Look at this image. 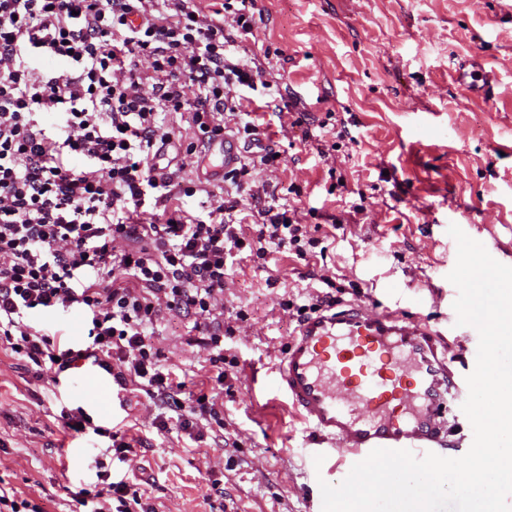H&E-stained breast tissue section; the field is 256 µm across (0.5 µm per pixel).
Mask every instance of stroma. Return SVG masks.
I'll list each match as a JSON object with an SVG mask.
<instances>
[{
	"label": "stroma",
	"instance_id": "1",
	"mask_svg": "<svg viewBox=\"0 0 512 512\" xmlns=\"http://www.w3.org/2000/svg\"><path fill=\"white\" fill-rule=\"evenodd\" d=\"M241 44L264 72L247 92L226 87L236 112L258 116L246 153L275 151L252 171L253 192L271 191L297 208L314 241L306 257L285 250L229 258L218 304L224 368L209 361L194 316L162 310L152 342L187 391L215 399L217 419L192 432L161 431L166 410L128 385L106 410L111 387L79 362L46 387L27 358L0 348V487L44 512H95L92 458L108 438L67 429L61 411L94 424L123 425L137 454L113 461L114 479L138 489L129 512H316L320 490L307 451L313 439L283 394L272 389L300 319L296 308L332 297L391 310L445 333L451 367L471 372L467 337L448 335L458 295L448 274L457 224L498 262L512 266V0H257ZM472 63L494 73L491 95L459 82ZM309 113L298 126V113ZM174 145L158 160L182 164L193 196L177 204L199 215L208 195L234 201L231 219L255 237V202L213 181L197 155L177 150L195 130L167 116ZM324 139L325 156L311 137Z\"/></svg>",
	"mask_w": 512,
	"mask_h": 512
}]
</instances>
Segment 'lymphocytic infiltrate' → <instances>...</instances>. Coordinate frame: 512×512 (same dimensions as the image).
Here are the masks:
<instances>
[{"label":"lymphocytic infiltrate","instance_id":"obj_1","mask_svg":"<svg viewBox=\"0 0 512 512\" xmlns=\"http://www.w3.org/2000/svg\"><path fill=\"white\" fill-rule=\"evenodd\" d=\"M256 6L239 0L231 35L193 0H0V345L46 384L90 359L119 388L135 382L168 403L186 384L165 372L147 332L161 310L211 315L226 261L244 248L260 259L288 246L303 255L304 226L287 205L258 209L250 241L224 205L203 218L168 208L181 174L155 163L172 140L163 113L188 110L192 154L224 134L225 85L261 81L239 46ZM132 13L142 25L128 23ZM33 49L66 73L36 76ZM150 203L163 206L162 223H137ZM76 306L92 313L91 347L62 348L30 322Z\"/></svg>","mask_w":512,"mask_h":512}]
</instances>
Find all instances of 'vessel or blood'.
<instances>
[{
  "label": "vessel or blood",
  "mask_w": 512,
  "mask_h": 512,
  "mask_svg": "<svg viewBox=\"0 0 512 512\" xmlns=\"http://www.w3.org/2000/svg\"><path fill=\"white\" fill-rule=\"evenodd\" d=\"M208 152L221 159L217 177L240 160L229 140ZM445 348L439 332L395 314L328 308L301 321L275 385L348 464L376 448L420 457L446 448V405L463 391Z\"/></svg>",
  "instance_id": "obj_1"
}]
</instances>
